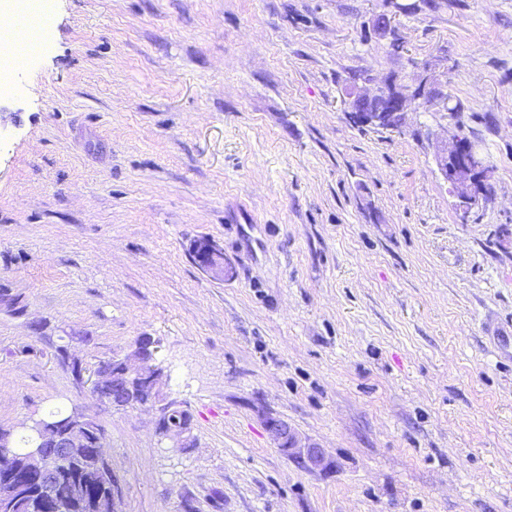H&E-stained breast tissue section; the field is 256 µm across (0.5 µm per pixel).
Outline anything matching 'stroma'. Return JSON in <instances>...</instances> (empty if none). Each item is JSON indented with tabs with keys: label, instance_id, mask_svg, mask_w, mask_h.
Listing matches in <instances>:
<instances>
[{
	"label": "stroma",
	"instance_id": "1",
	"mask_svg": "<svg viewBox=\"0 0 512 512\" xmlns=\"http://www.w3.org/2000/svg\"><path fill=\"white\" fill-rule=\"evenodd\" d=\"M0 94V425L97 419L118 512H512V0H50ZM387 16L391 30L375 26ZM430 65L459 111L354 125ZM490 193L461 220L434 143ZM213 243L223 275L193 248ZM152 337L159 403L77 386ZM193 447L161 443L164 405ZM286 420L324 451L272 443ZM387 82L377 86L372 94H364L363 97H357L351 102V107L358 101H371L374 98L379 102L376 112H351L350 117L353 121L364 126H372L390 131H399L402 127L400 122H396L397 114L404 111L407 107V99L386 85ZM270 437L277 448L302 459L308 468L322 467L326 457L322 449L315 443H301L297 433L288 422L274 415H268L264 423Z\"/></svg>",
	"mask_w": 512,
	"mask_h": 512
}]
</instances>
